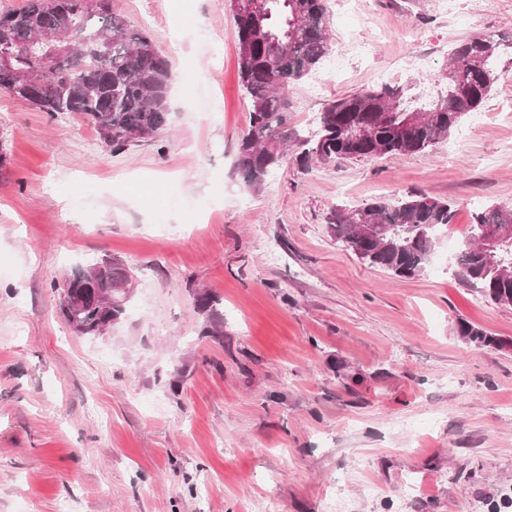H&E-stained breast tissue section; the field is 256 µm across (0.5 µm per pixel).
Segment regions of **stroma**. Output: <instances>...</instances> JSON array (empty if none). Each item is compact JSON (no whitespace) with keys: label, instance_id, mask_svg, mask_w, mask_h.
<instances>
[{"label":"stroma","instance_id":"obj_1","mask_svg":"<svg viewBox=\"0 0 512 512\" xmlns=\"http://www.w3.org/2000/svg\"><path fill=\"white\" fill-rule=\"evenodd\" d=\"M174 80L158 144L0 92V512H512V307L456 275L474 212L512 203V57L430 151L235 172L250 101L224 0H112ZM330 52L288 125L383 83L433 88L453 46L512 40V0H328ZM431 66L411 64L414 52ZM417 194L454 216L418 276L367 265L326 214ZM136 288L106 335L54 283L103 256ZM223 302L200 336L194 296ZM496 336L478 347L459 321ZM221 305L220 299L211 292H197L195 296V306L197 310L206 315L207 322L204 324L202 333L205 336H211L219 340L220 336H224V314L219 312L218 306ZM217 321L220 323L217 325Z\"/></svg>","mask_w":512,"mask_h":512}]
</instances>
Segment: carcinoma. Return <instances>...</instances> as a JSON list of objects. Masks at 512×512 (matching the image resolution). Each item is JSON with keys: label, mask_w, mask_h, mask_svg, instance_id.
Here are the masks:
<instances>
[{"label": "carcinoma", "mask_w": 512, "mask_h": 512, "mask_svg": "<svg viewBox=\"0 0 512 512\" xmlns=\"http://www.w3.org/2000/svg\"><path fill=\"white\" fill-rule=\"evenodd\" d=\"M54 0H26L19 8L0 14V45H33L46 25L55 24L81 42L69 56L57 59L54 69L71 72L68 85L42 74L38 94L30 97L15 88L13 77L0 71V90H6L51 116L82 117L104 138L112 153L156 142L169 124L168 97L173 71L170 61L157 54L151 36L127 28L112 11L111 0H74L78 7L59 17ZM238 38V70L250 103L249 127L237 143L236 170L245 186L256 192L288 154L296 148L303 167L314 161L373 158L424 152L445 141L462 118L476 111L498 79L499 44L479 35L455 44L449 68L456 82L467 86L459 94L454 83L441 82L438 99L411 109L404 105L403 88L383 85L331 102L321 113L310 136L288 131V87L317 70L329 52L327 0H259L254 10L233 13ZM107 40L110 51L100 58L97 43ZM43 54L22 52L14 59L20 73L43 69ZM277 73L275 82L271 73ZM388 113L381 121L382 113ZM425 118L408 134L398 132L407 115ZM383 224L385 239L373 243L359 237L356 224ZM452 208L443 201L409 195L398 200L376 198L360 206L332 209L325 222L331 234L365 263L397 278L419 275L427 265L438 233L450 224ZM512 227V205L493 203L474 216L468 243L456 259L459 277L491 301L512 307V239L495 254L480 247L481 236L499 227ZM88 273L74 269L60 295L63 318L83 336L98 335L109 320H120L129 297L123 287L132 277L117 258H102ZM220 299L207 291L195 296L197 310L206 316L202 333L214 339L224 335ZM459 333L469 342L497 346L484 330L461 323Z\"/></svg>", "instance_id": "carcinoma-1"}]
</instances>
